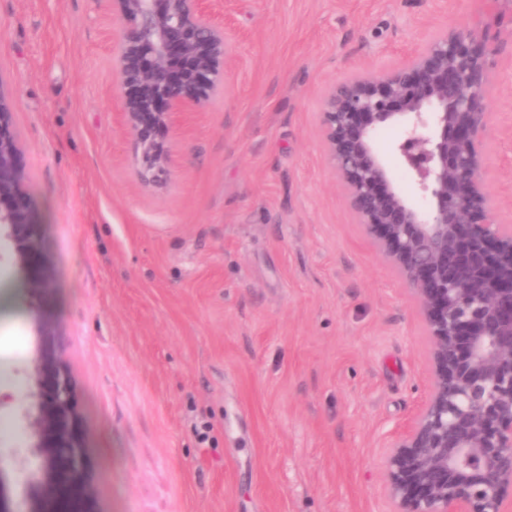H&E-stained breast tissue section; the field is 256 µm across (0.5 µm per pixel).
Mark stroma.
<instances>
[{"instance_id":"1","label":"stroma","mask_w":512,"mask_h":512,"mask_svg":"<svg viewBox=\"0 0 512 512\" xmlns=\"http://www.w3.org/2000/svg\"><path fill=\"white\" fill-rule=\"evenodd\" d=\"M224 93L167 132L142 182L108 39L110 0H0V86L44 224L36 302L0 258V512H392L387 453L430 390L417 304L351 211L320 105L481 0H218ZM489 195L512 224V32L489 75ZM57 325L79 507L33 470L43 339ZM210 424L211 443L199 441Z\"/></svg>"}]
</instances>
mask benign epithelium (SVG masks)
Instances as JSON below:
<instances>
[{
    "instance_id": "7a95c632",
    "label": "benign epithelium",
    "mask_w": 512,
    "mask_h": 512,
    "mask_svg": "<svg viewBox=\"0 0 512 512\" xmlns=\"http://www.w3.org/2000/svg\"><path fill=\"white\" fill-rule=\"evenodd\" d=\"M121 116L158 181L169 153L161 133L187 104L224 90L231 34L209 0H110ZM493 36L469 24L430 35L387 73L329 87L321 131L348 204L416 299L432 339L431 388L390 449L385 483L393 512H506L512 491V224L498 222L479 146L491 134ZM400 128L394 150L425 204H411L376 136ZM21 148L0 88V239L35 292L52 279L41 263L42 224L25 192ZM60 354L43 345L33 371L48 387L34 424L43 463L77 475L70 386Z\"/></svg>"
}]
</instances>
